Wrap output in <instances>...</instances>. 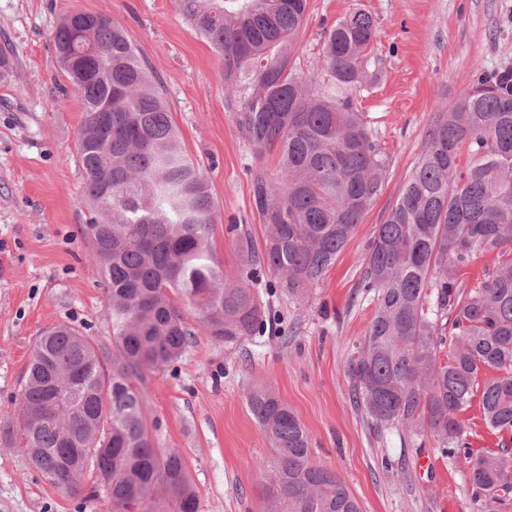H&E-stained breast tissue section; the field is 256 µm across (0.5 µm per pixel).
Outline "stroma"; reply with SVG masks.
<instances>
[{
	"label": "stroma",
	"instance_id": "stroma-1",
	"mask_svg": "<svg viewBox=\"0 0 512 512\" xmlns=\"http://www.w3.org/2000/svg\"><path fill=\"white\" fill-rule=\"evenodd\" d=\"M363 10L376 24L375 77L354 104L390 158L380 196L321 285L306 297L261 292L264 333L227 348L197 334L173 365L152 373L148 422L165 448L180 449L200 512H266L271 450L246 394L274 390L309 432L314 459L334 471L362 512H477L464 461L448 460L432 436L404 441L355 409L348 362L375 302L360 286L367 244L395 204L425 148V134L460 92L484 74L512 70V0H309L292 47L297 72L322 66L325 30ZM99 13L122 26L159 79L181 144L208 177L216 204L211 249L225 270L239 263L235 233L262 246L252 146L237 124L238 94L215 49L191 29L178 0H0V421L19 403L34 347L58 324L100 339L109 333L103 278L83 227L77 141L83 112L55 63L52 32L66 12ZM238 230V231H239ZM429 458L432 467L420 472ZM402 461L385 470L382 459ZM0 512H109L105 496H68L0 445Z\"/></svg>",
	"mask_w": 512,
	"mask_h": 512
}]
</instances>
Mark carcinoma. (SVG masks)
Here are the masks:
<instances>
[{
	"label": "carcinoma",
	"mask_w": 512,
	"mask_h": 512,
	"mask_svg": "<svg viewBox=\"0 0 512 512\" xmlns=\"http://www.w3.org/2000/svg\"><path fill=\"white\" fill-rule=\"evenodd\" d=\"M179 2L224 61L227 87L241 92L238 123L257 159L277 149L279 173L274 180L258 164L252 190L264 245L237 234L239 264L224 273L210 250L208 178L180 144L159 79L109 17L85 14L80 42L73 13L59 18L54 55L82 107L78 158L95 213L84 235L104 277L111 331L92 341L62 325L39 338L0 444L26 449L65 493H79L92 473L111 512H198L184 454L149 431L148 378L180 359L198 331L231 348L261 333L262 278L296 295L320 285L389 170L353 103L370 75V14L337 22L322 69L302 77L290 48L308 0ZM477 254L494 255L495 271L468 286L453 268ZM362 288L376 306L349 361L355 405L380 429L430 432L443 455L467 463L473 501L498 512V491L512 492V72L483 76L431 126L369 243ZM476 396L503 436L496 450L473 451L458 419ZM247 405L273 452L268 512H361L336 472L313 459L306 427L273 390L253 387Z\"/></svg>",
	"instance_id": "obj_1"
}]
</instances>
